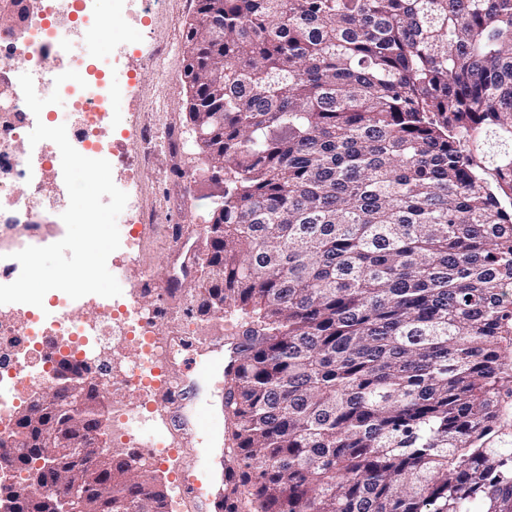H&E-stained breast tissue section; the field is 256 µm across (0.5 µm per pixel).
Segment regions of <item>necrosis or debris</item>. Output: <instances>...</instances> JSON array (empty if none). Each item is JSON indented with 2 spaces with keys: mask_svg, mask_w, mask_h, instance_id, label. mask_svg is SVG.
Here are the masks:
<instances>
[{
  "mask_svg": "<svg viewBox=\"0 0 512 512\" xmlns=\"http://www.w3.org/2000/svg\"><path fill=\"white\" fill-rule=\"evenodd\" d=\"M98 0H48L29 24V72L37 94L49 96L57 75L66 70L86 68L88 54L68 50L84 21L97 19ZM113 98L112 83L106 79L88 81L73 102V120L67 125L72 146L83 156L112 159L126 152L123 141L105 137L108 119L105 105ZM36 118L24 100H16L12 111L0 114V284L17 279L21 267L14 253L28 246L44 245L37 234L20 239L19 225H30L39 211L53 210L54 200L45 188L46 173H61L58 147L50 141L30 145L28 133ZM90 309V317L79 314ZM154 319L136 308L118 307L95 294L74 300L63 295L45 310L21 303L0 304V439L16 436V416L23 393L49 380L57 355L77 360L97 356L98 347L112 337L125 339L134 359L124 369L129 385L137 392L133 402H119L112 408V426L132 436L145 429L155 410L153 389L164 380V370L154 352Z\"/></svg>",
  "mask_w": 512,
  "mask_h": 512,
  "instance_id": "obj_1",
  "label": "necrosis or debris"
}]
</instances>
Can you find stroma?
<instances>
[{
	"label": "stroma",
	"mask_w": 512,
	"mask_h": 512,
	"mask_svg": "<svg viewBox=\"0 0 512 512\" xmlns=\"http://www.w3.org/2000/svg\"><path fill=\"white\" fill-rule=\"evenodd\" d=\"M103 12L112 19L103 26L87 28L84 45L101 55L112 57V83L119 92L113 99L112 133L126 142L128 159H135L143 149L131 133L128 113H136L141 121L163 123L175 128L181 138L178 156L156 150L152 165L141 172L138 183L125 179L120 161L112 163L115 185L141 205L155 210L160 224H180L193 232L198 251H205L204 227L210 219L212 201L210 186L196 181L191 189H183L181 172L203 167L205 155L195 142V134L187 117V88L182 76L185 58V32L195 17V0H171L166 13L155 18L151 33L140 32L125 17L112 14L109 0H102ZM163 43L166 51L155 57L154 46ZM174 263L169 242L158 233H150L139 259L124 260L113 274L122 287L121 301L136 307H158L163 314L156 323L160 336L201 333L204 336H229L224 320L200 318L191 303L197 285L196 277L184 279L179 287H168L163 275ZM151 438H160L175 450L163 463L154 465L153 473L165 488L169 512H195L192 504L180 494L175 484L177 472L197 467L215 472L218 459L204 451L206 442L223 441V433L198 432L189 443L181 438L166 410L154 415Z\"/></svg>",
	"instance_id": "35a3bbf8"
}]
</instances>
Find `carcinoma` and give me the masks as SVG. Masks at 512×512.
I'll list each match as a JSON object with an SVG mask.
<instances>
[{"label":"carcinoma","instance_id":"cac0c4a2","mask_svg":"<svg viewBox=\"0 0 512 512\" xmlns=\"http://www.w3.org/2000/svg\"><path fill=\"white\" fill-rule=\"evenodd\" d=\"M185 44L227 512H512V0H197ZM98 414L16 420L10 512L67 493L32 483L40 427ZM107 466L90 512H168Z\"/></svg>","mask_w":512,"mask_h":512}]
</instances>
